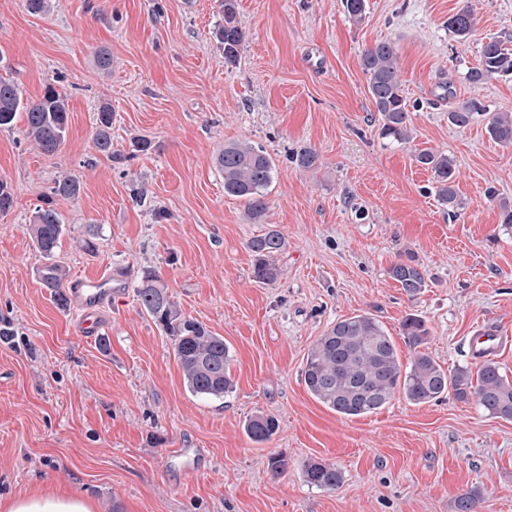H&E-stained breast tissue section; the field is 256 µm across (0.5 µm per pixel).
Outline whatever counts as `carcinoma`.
I'll return each mask as SVG.
<instances>
[{"instance_id":"obj_1","label":"carcinoma","mask_w":512,"mask_h":512,"mask_svg":"<svg viewBox=\"0 0 512 512\" xmlns=\"http://www.w3.org/2000/svg\"><path fill=\"white\" fill-rule=\"evenodd\" d=\"M347 16L360 21L366 12V0H343ZM222 21L214 29V39L224 54V63L237 61L244 33L237 20V0H220ZM476 26L475 15L460 10L448 17V31L463 39ZM368 89L380 116L379 136L391 142L408 143L413 139L406 98L399 77V57L390 42L375 44L361 57ZM512 77V47L501 40L484 44L477 66L465 74L472 85L490 79ZM24 112V136L41 151L56 152L65 142L68 131L66 95L50 86L35 102L23 101L20 87L0 80V129L9 130L18 112ZM484 108L471 99L448 111V122L463 128L483 114ZM112 109L105 104L97 115L93 144L96 150L112 157ZM486 129L490 137L504 145H512V113L489 114ZM416 161L433 172L434 192L448 214L460 208L455 184V161L446 153L423 149ZM295 162L302 170L318 166L319 154L304 146L296 151ZM216 164L224 174V193L246 201L250 218L259 222L266 214V190L273 178V161L265 148L244 139L224 145ZM80 183L72 176H59L51 195L76 198ZM30 230L39 252L50 264L40 269L43 285L52 292L57 305L68 306L66 283L68 271L51 262L64 224L58 212L46 203L32 216ZM285 247V240L276 230L252 238L249 250L256 257L254 278L272 283L279 277L275 257ZM390 277L405 295L412 299L428 286V273L412 256L392 264ZM137 300L147 314L174 342L175 356L188 390L196 395L222 398L234 388L229 365L231 356L224 337L208 330L202 323L186 317L178 303L168 294L160 277L146 271L137 288ZM402 331L409 346L417 349L407 363H402L391 336L372 315L364 313L336 321L307 354L302 380L308 392L325 407L341 417L353 418L376 412L391 402L397 393L412 404L419 405L441 399L448 391L467 403L475 400L479 408L493 418L512 420V381L495 361L487 359L476 366L448 370L431 355L418 351L426 343L429 328L425 320L408 313ZM278 423L262 414L246 420L245 432L256 443L270 441L277 433ZM306 481L319 488L334 489L342 482L340 470L322 461H311L305 468ZM480 495L470 490L456 499L457 512H475Z\"/></svg>"}]
</instances>
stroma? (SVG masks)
Returning <instances> with one entry per match:
<instances>
[{
    "label": "stroma",
    "instance_id": "obj_1",
    "mask_svg": "<svg viewBox=\"0 0 512 512\" xmlns=\"http://www.w3.org/2000/svg\"><path fill=\"white\" fill-rule=\"evenodd\" d=\"M463 8L477 25L461 40L446 22ZM237 11L244 45L228 65L212 36L219 0H55L46 14L0 0V79L29 101L51 85L69 103L56 153L24 137V117L0 130V181L14 199L0 213V500L62 490L93 512H456L473 489L478 512H512V421L451 395L343 418L300 377L332 324L366 312L404 360L414 350L401 322L422 316V350L448 369L475 366L471 336L497 327L507 341L495 360L512 380V227L500 212L512 205V146L490 138L484 117L448 121L449 103L471 99L512 112V80L464 79L483 43L512 36V0H367L358 23L341 0H237ZM385 40L399 56L407 144L380 138L360 66ZM101 48L106 73L94 64ZM104 104L110 158L93 145ZM138 138L147 151H135ZM245 138L275 165L259 223L225 195L213 162ZM303 146L318 152L316 169L292 162ZM425 148L456 162L457 217L414 161ZM64 173L81 191L53 201L65 226L56 259L73 277L112 273L106 330L92 341L42 285L45 259L27 231ZM271 229L286 247L279 279L263 284L247 244ZM410 254L431 278L413 299L388 275ZM146 270L223 336L234 380L224 398L185 388L171 337L137 300ZM258 413L279 424L262 444L243 430ZM275 454L288 461L278 476ZM312 460L335 464L341 485L308 484Z\"/></svg>",
    "mask_w": 512,
    "mask_h": 512
}]
</instances>
